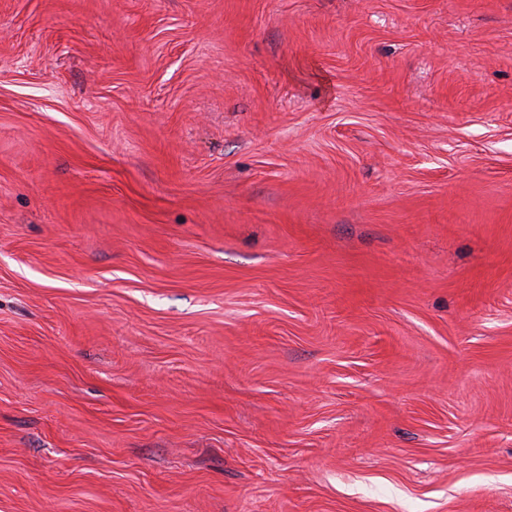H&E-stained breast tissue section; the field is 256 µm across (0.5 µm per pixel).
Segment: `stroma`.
<instances>
[{"instance_id": "stroma-1", "label": "stroma", "mask_w": 512, "mask_h": 512, "mask_svg": "<svg viewBox=\"0 0 512 512\" xmlns=\"http://www.w3.org/2000/svg\"><path fill=\"white\" fill-rule=\"evenodd\" d=\"M0 512H512V0H0Z\"/></svg>"}]
</instances>
